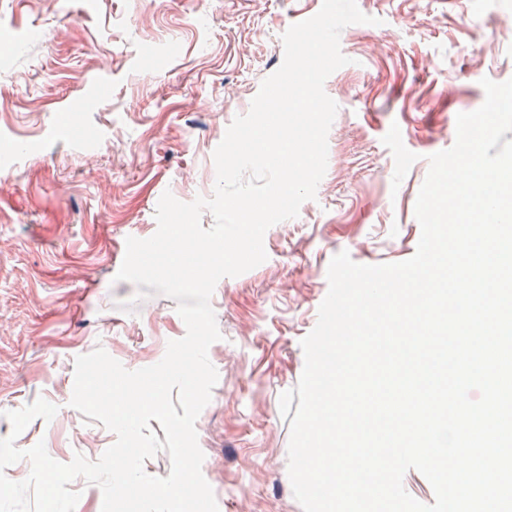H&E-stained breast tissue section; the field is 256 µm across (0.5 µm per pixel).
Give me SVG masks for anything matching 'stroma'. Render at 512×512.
Masks as SVG:
<instances>
[{
  "label": "stroma",
  "instance_id": "35a3bbf8",
  "mask_svg": "<svg viewBox=\"0 0 512 512\" xmlns=\"http://www.w3.org/2000/svg\"><path fill=\"white\" fill-rule=\"evenodd\" d=\"M375 17L340 35L351 60L326 93L338 111L315 199L270 227L267 259L218 281L219 378L197 421L219 512H303L279 408L303 372L302 339L327 269L400 262L417 249L428 157L456 116L512 78V0H357ZM322 0H0V439L6 414L58 412L16 441L61 463L97 460L116 436L70 405L76 357L103 348L126 369L158 363L186 326L176 302L116 281L125 240L151 237L164 192L211 197L213 152L284 57L282 36ZM133 305L122 311L121 303Z\"/></svg>",
  "mask_w": 512,
  "mask_h": 512
}]
</instances>
